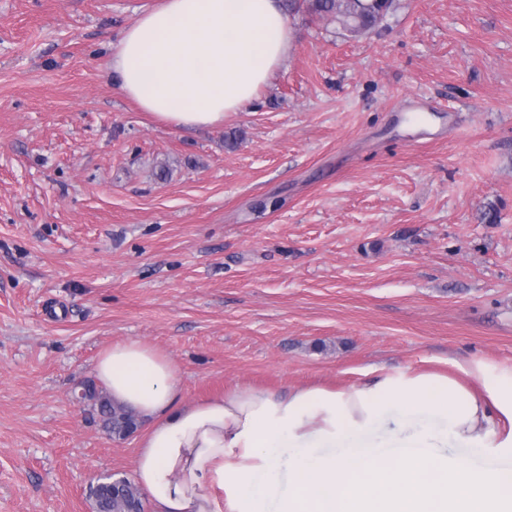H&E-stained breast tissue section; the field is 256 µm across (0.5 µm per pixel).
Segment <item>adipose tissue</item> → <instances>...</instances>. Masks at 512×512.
Here are the masks:
<instances>
[{
    "label": "adipose tissue",
    "mask_w": 512,
    "mask_h": 512,
    "mask_svg": "<svg viewBox=\"0 0 512 512\" xmlns=\"http://www.w3.org/2000/svg\"><path fill=\"white\" fill-rule=\"evenodd\" d=\"M293 39L280 0H163L124 30L108 78L161 123L216 127L256 99ZM456 368L372 366L337 389L190 400L174 360L127 340L94 375L148 423L134 480L154 512H512V481L437 452L512 449V375Z\"/></svg>",
    "instance_id": "adipose-tissue-1"
}]
</instances>
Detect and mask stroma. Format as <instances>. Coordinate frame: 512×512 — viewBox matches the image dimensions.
Wrapping results in <instances>:
<instances>
[{
    "label": "stroma",
    "mask_w": 512,
    "mask_h": 512,
    "mask_svg": "<svg viewBox=\"0 0 512 512\" xmlns=\"http://www.w3.org/2000/svg\"><path fill=\"white\" fill-rule=\"evenodd\" d=\"M159 0H0V512L132 477L72 397L138 339L187 398L373 365L512 372V0L290 13L244 111L182 130L107 79ZM368 3L371 0H362ZM361 0H308L309 9L316 13H331L343 18L342 22L353 33L359 34L372 28L391 7L390 0L364 4ZM390 2V3H389Z\"/></svg>",
    "instance_id": "35a3bbf8"
}]
</instances>
